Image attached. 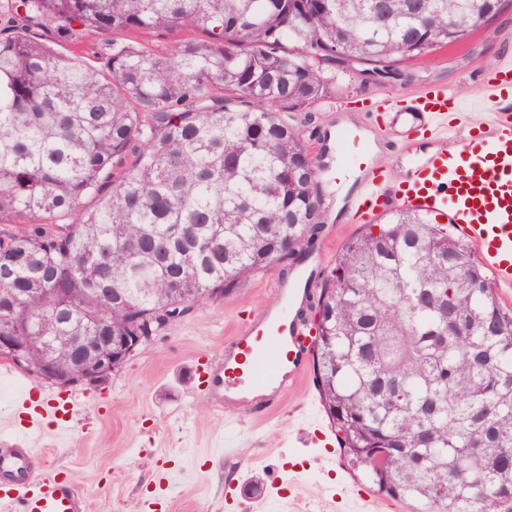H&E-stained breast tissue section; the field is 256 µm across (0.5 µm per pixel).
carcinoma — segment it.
Wrapping results in <instances>:
<instances>
[{
	"mask_svg": "<svg viewBox=\"0 0 512 512\" xmlns=\"http://www.w3.org/2000/svg\"><path fill=\"white\" fill-rule=\"evenodd\" d=\"M14 0L0 29V237L14 309L61 340L156 336L312 250L320 168L288 113L333 69L379 80L505 0ZM54 23L56 38L31 26ZM186 33L173 54L145 31ZM112 34L105 69L57 50ZM97 198L86 209L82 201ZM65 220L64 232L53 230ZM40 288H68L58 308ZM315 379L350 468L415 512H512V311L433 213L364 224L312 303Z\"/></svg>",
	"mask_w": 512,
	"mask_h": 512,
	"instance_id": "cac0c4a2",
	"label": "carcinoma"
}]
</instances>
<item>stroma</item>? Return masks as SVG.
I'll use <instances>...</instances> for the list:
<instances>
[{"label": "stroma", "mask_w": 512, "mask_h": 512, "mask_svg": "<svg viewBox=\"0 0 512 512\" xmlns=\"http://www.w3.org/2000/svg\"><path fill=\"white\" fill-rule=\"evenodd\" d=\"M512 53V0L486 29L407 67V79L362 82L343 73L331 98L293 116L321 163L326 224L303 262L283 260L256 273L231 294L210 299L169 324L141 346L120 371L98 385L81 387L88 400L82 421L62 443L46 440L39 454L46 471L64 479L79 512H144L162 471L175 486L160 512H226L229 484L240 486L254 512H413L414 505L374 490L344 463L343 452L316 386L314 374L292 387L269 415H228L200 397L192 379L197 357L221 359L224 340L239 317L278 307L274 282L285 272L331 267L360 221L346 210V187L361 172L348 156L406 179L412 157L378 143L365 107L386 92L407 95L433 85L450 88L471 111L484 72ZM324 430L326 445L303 446L298 431ZM306 459L300 474L288 464Z\"/></svg>", "instance_id": "obj_1"}]
</instances>
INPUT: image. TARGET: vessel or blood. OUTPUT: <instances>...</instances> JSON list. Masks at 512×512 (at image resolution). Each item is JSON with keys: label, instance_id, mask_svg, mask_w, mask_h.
<instances>
[{"label": "vessel or blood", "instance_id": "1", "mask_svg": "<svg viewBox=\"0 0 512 512\" xmlns=\"http://www.w3.org/2000/svg\"><path fill=\"white\" fill-rule=\"evenodd\" d=\"M512 57L503 56L481 82L482 110L472 123L473 140L452 137L454 94L437 86L397 98L385 94L373 112H400L409 127L439 141L411 178L395 183L385 168L362 166L360 191L349 199L353 218L394 208L446 213L450 222L489 266L498 285L512 288ZM283 309L254 311L224 341L222 360L204 362V395L220 412L245 409L252 418L270 414L281 394L309 369L312 343L306 315L313 292L277 281ZM275 369L272 385L255 373L259 359ZM83 397L47 396L31 387L0 416V512H76L69 488L43 471L37 454L45 437L64 441L77 427Z\"/></svg>", "mask_w": 512, "mask_h": 512}]
</instances>
